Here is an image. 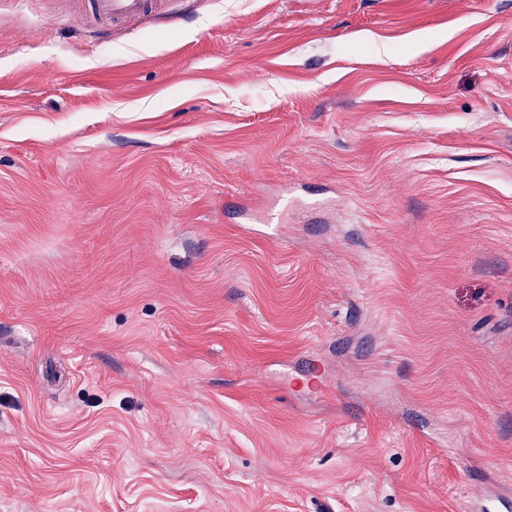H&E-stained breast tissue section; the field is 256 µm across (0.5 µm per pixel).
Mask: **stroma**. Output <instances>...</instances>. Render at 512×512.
Returning a JSON list of instances; mask_svg holds the SVG:
<instances>
[{
  "label": "stroma",
  "mask_w": 512,
  "mask_h": 512,
  "mask_svg": "<svg viewBox=\"0 0 512 512\" xmlns=\"http://www.w3.org/2000/svg\"><path fill=\"white\" fill-rule=\"evenodd\" d=\"M0 0V512L512 500V0ZM97 11L113 25L155 13L161 0H93Z\"/></svg>",
  "instance_id": "35a3bbf8"
}]
</instances>
